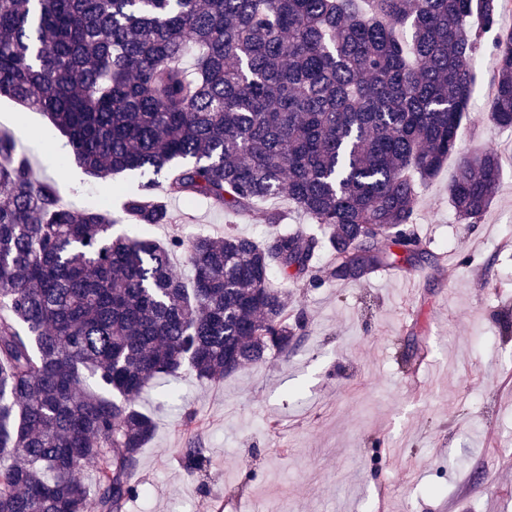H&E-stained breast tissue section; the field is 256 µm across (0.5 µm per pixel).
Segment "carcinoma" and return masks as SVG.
<instances>
[{
	"label": "carcinoma",
	"instance_id": "carcinoma-1",
	"mask_svg": "<svg viewBox=\"0 0 512 512\" xmlns=\"http://www.w3.org/2000/svg\"><path fill=\"white\" fill-rule=\"evenodd\" d=\"M367 2L0 0V98L44 113L90 176L146 178L117 212L74 210L0 134V512H126L155 432L145 387L301 345L273 272L315 286L328 251L332 278L360 282L398 262L393 245L425 254L416 199L457 153L487 41L484 119L512 127L507 0ZM500 174L493 148L460 158L458 218L481 219ZM159 176L230 211L286 198L319 232L159 242ZM178 463L200 475L207 450L191 441Z\"/></svg>",
	"mask_w": 512,
	"mask_h": 512
}]
</instances>
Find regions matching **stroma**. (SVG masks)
Listing matches in <instances>:
<instances>
[{"instance_id":"35a3bbf8","label":"stroma","mask_w":512,"mask_h":512,"mask_svg":"<svg viewBox=\"0 0 512 512\" xmlns=\"http://www.w3.org/2000/svg\"><path fill=\"white\" fill-rule=\"evenodd\" d=\"M477 67L458 156L424 184L415 226L424 258L400 262L360 283L323 278L283 282L305 317V339L289 358L272 357L224 381L165 380L138 405L156 422L136 475L141 492L127 512H242L255 500L270 512H512V130L482 121L496 76L492 49ZM0 131L25 155L35 180L52 179L62 202L83 209L132 193L139 175L89 176L69 157L42 113L0 99ZM494 147L499 191L478 223L448 204L459 156ZM174 221L150 229L166 241L233 232H271L265 211L308 228L286 199L265 211L231 213L205 200L166 196ZM194 411L193 427L184 415ZM278 419L277 432L267 428ZM207 448L201 480L177 457L189 436Z\"/></svg>"}]
</instances>
